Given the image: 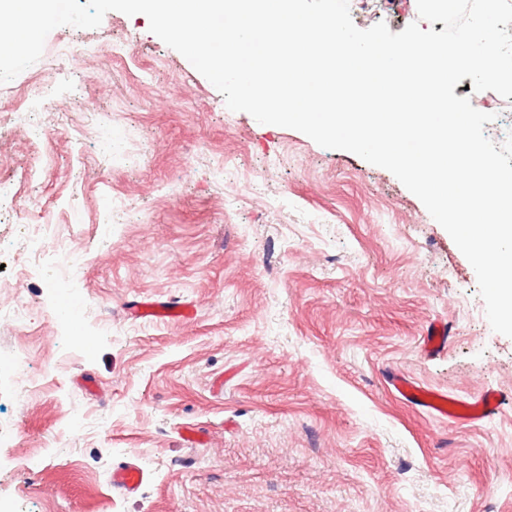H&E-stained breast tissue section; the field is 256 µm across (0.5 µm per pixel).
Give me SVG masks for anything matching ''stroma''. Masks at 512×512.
<instances>
[{"instance_id": "35a3bbf8", "label": "stroma", "mask_w": 512, "mask_h": 512, "mask_svg": "<svg viewBox=\"0 0 512 512\" xmlns=\"http://www.w3.org/2000/svg\"><path fill=\"white\" fill-rule=\"evenodd\" d=\"M350 14L445 28L417 0ZM471 83L455 96L495 109L503 143L512 98ZM35 220L85 259L78 322L29 262ZM17 296L0 363L24 350L33 379L0 384V512H512V407L454 424L388 384L512 395V338L450 235L390 171L229 110L146 17L58 27L0 84V301ZM169 301L187 316L142 313ZM436 322L448 345L427 354ZM120 461L149 474L135 495L111 486Z\"/></svg>"}]
</instances>
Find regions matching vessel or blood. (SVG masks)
Masks as SVG:
<instances>
[{
    "mask_svg": "<svg viewBox=\"0 0 512 512\" xmlns=\"http://www.w3.org/2000/svg\"><path fill=\"white\" fill-rule=\"evenodd\" d=\"M391 384L405 400L454 422H478L500 413L505 405L512 403V397L488 390L477 396L473 403L463 405L456 398L424 389L401 375L394 377ZM146 478L147 473L141 466L124 461L113 467L111 483L114 490L129 495L136 493Z\"/></svg>",
    "mask_w": 512,
    "mask_h": 512,
    "instance_id": "vessel-or-blood-1",
    "label": "vessel or blood"
}]
</instances>
